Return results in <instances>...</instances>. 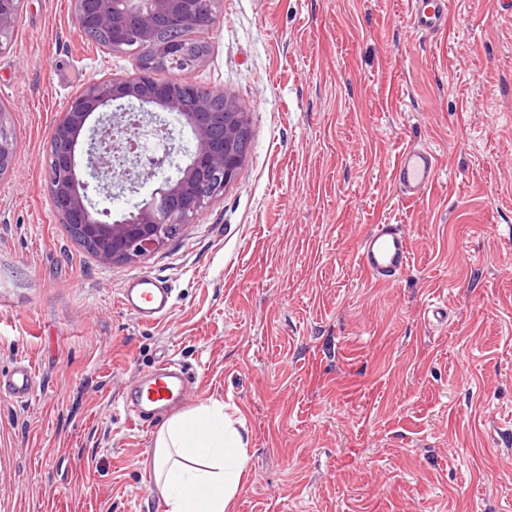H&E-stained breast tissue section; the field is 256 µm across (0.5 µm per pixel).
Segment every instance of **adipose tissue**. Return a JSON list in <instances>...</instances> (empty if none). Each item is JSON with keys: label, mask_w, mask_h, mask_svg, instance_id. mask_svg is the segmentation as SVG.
<instances>
[{"label": "adipose tissue", "mask_w": 512, "mask_h": 512, "mask_svg": "<svg viewBox=\"0 0 512 512\" xmlns=\"http://www.w3.org/2000/svg\"><path fill=\"white\" fill-rule=\"evenodd\" d=\"M247 440L224 407L202 402L170 417L152 450L164 512H232L248 476Z\"/></svg>", "instance_id": "obj_1"}]
</instances>
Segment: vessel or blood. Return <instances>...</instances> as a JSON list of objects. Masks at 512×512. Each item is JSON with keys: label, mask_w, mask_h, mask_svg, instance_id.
Segmentation results:
<instances>
[{"label": "vessel or blood", "mask_w": 512, "mask_h": 512, "mask_svg": "<svg viewBox=\"0 0 512 512\" xmlns=\"http://www.w3.org/2000/svg\"><path fill=\"white\" fill-rule=\"evenodd\" d=\"M411 20L421 31L441 30L450 10L449 0H410ZM437 156L420 145L406 146L396 158L393 183L402 198L420 200L432 186ZM410 262V237L405 225L379 224L364 236L358 249L361 270L372 279L388 283L399 279ZM122 307L140 322L150 324L163 319L173 308V290L166 281L144 273L126 281L121 290ZM36 370L31 362H17L0 374V394L22 399L32 397ZM196 395L195 382L177 360L165 358L150 370L125 381L121 396L125 409L138 422L149 425L168 412L188 404Z\"/></svg>", "instance_id": "vessel-or-blood-1"}]
</instances>
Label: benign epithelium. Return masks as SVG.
Returning a JSON list of instances; mask_svg holds the SVG:
<instances>
[{"label": "benign epithelium", "instance_id": "benign-epithelium-1", "mask_svg": "<svg viewBox=\"0 0 512 512\" xmlns=\"http://www.w3.org/2000/svg\"><path fill=\"white\" fill-rule=\"evenodd\" d=\"M22 0H0V51L7 48ZM222 0H73V23L82 37L102 32L99 47L136 53L133 72L93 78L68 103L51 134L46 179L60 223L95 248L107 263L144 258L223 197L244 162L236 147L249 112L236 99L191 79L208 53L205 35L212 29ZM163 29L194 31L197 45L163 41ZM173 76L159 82L154 72ZM152 106L140 110L163 137L172 139L168 117L191 129L195 148L133 209L112 218L88 195L90 182L109 198L137 193L144 181L173 164V149L160 157H142L133 139L132 100ZM0 107V177L13 169L17 141Z\"/></svg>", "mask_w": 512, "mask_h": 512}]
</instances>
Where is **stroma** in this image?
I'll list each match as a JSON object with an SVG mask.
<instances>
[{
	"mask_svg": "<svg viewBox=\"0 0 512 512\" xmlns=\"http://www.w3.org/2000/svg\"><path fill=\"white\" fill-rule=\"evenodd\" d=\"M223 0L192 72L250 113L237 179L150 256L105 263L56 216L52 128L89 79L132 72L74 28L71 0H23L0 51L18 147L0 177V512H163L122 383L160 354L243 422L236 512H512V18L451 0ZM432 148L417 204L391 171ZM403 224L410 265L368 278L359 242ZM143 273L174 289L155 324L119 304ZM440 308V318L430 317ZM413 26L421 31H439L447 20L451 1L410 0ZM36 370L29 361H19L7 374H0V394L22 399L34 394Z\"/></svg>",
	"mask_w": 512,
	"mask_h": 512,
	"instance_id": "stroma-1",
	"label": "stroma"
}]
</instances>
